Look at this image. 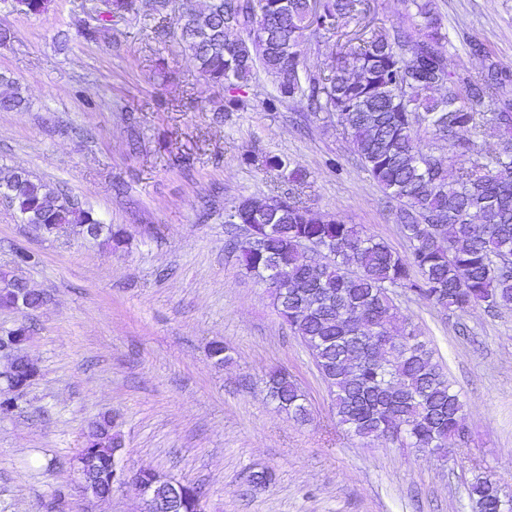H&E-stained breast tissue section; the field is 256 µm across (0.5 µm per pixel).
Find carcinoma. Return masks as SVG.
<instances>
[{"mask_svg":"<svg viewBox=\"0 0 512 512\" xmlns=\"http://www.w3.org/2000/svg\"><path fill=\"white\" fill-rule=\"evenodd\" d=\"M413 27L391 32L359 23L364 0H207L188 6L173 34L211 86L225 91L219 112L245 106L239 92L261 70L276 84L269 111L293 101L325 114L349 136L351 151L380 190L397 201V223L409 243L401 254L356 224L315 212L299 187L307 172L278 155L263 166L287 176L288 195L247 198L230 208L236 224H266L257 250L234 242L239 261L262 279L276 265L296 295L271 289L273 304L311 352L332 389L337 425L360 439L384 438L430 452L464 441L465 403L433 361L412 325L394 337L399 320L394 294L409 290L434 305L465 313L495 298L512 302V271L497 266L512 253V70L486 44L468 41L484 59L477 73L448 68V32L435 0H408ZM262 18L264 34L255 23ZM335 39L334 63L318 71L305 65L307 44ZM0 110L26 100L16 81L0 74ZM445 89L447 95L437 91ZM488 127L500 148L490 152L470 138ZM448 140V157L423 149L420 130ZM25 224H97L94 212L26 170L0 177ZM445 215L448 222L434 224ZM267 396L297 422L307 420L305 395L284 372L268 375ZM121 441L112 417L88 428L80 454L97 461L94 480L112 492V452ZM479 512H512L496 482L479 476L468 487ZM201 491L186 483L177 512H197Z\"/></svg>","mask_w":512,"mask_h":512,"instance_id":"carcinoma-1","label":"carcinoma"}]
</instances>
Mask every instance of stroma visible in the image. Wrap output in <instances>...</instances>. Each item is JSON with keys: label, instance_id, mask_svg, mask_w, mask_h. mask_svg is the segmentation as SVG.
Here are the masks:
<instances>
[{"label": "stroma", "instance_id": "35a3bbf8", "mask_svg": "<svg viewBox=\"0 0 512 512\" xmlns=\"http://www.w3.org/2000/svg\"><path fill=\"white\" fill-rule=\"evenodd\" d=\"M448 65L478 70L466 37L512 69V0H437ZM103 21V0H54L40 16L0 7V73L24 109L0 111V171L23 167L100 215L120 241L48 237L0 201V272L43 293L25 314L0 310V330L27 325L39 375L0 417V512H141L128 487L103 502L83 494L75 457L107 414L127 472L200 487L204 512H472L467 487L496 481L512 499V309L455 314L398 290L401 316L429 341L466 407L467 437L438 457L337 425L329 389L264 285L228 244L224 210L283 194L262 156L305 169L314 210L361 225L393 250L408 243L389 201L351 153L341 127L286 102L258 75L236 112L172 36L157 38L148 0ZM253 155L254 164L244 162ZM339 169H332L331 161ZM34 262L21 264L18 251ZM227 359L216 362L213 343ZM304 391L300 423L266 396L268 373ZM276 480L261 491L250 473ZM65 500H58V491Z\"/></svg>", "mask_w": 512, "mask_h": 512}]
</instances>
